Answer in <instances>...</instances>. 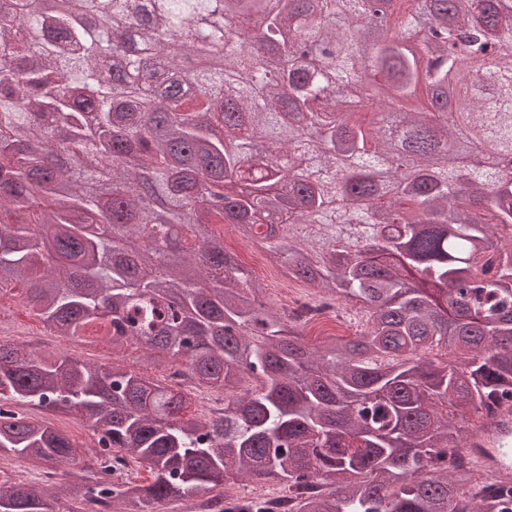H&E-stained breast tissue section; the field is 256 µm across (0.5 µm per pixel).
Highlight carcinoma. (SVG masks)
Wrapping results in <instances>:
<instances>
[{"label":"carcinoma","instance_id":"cac0c4a2","mask_svg":"<svg viewBox=\"0 0 512 512\" xmlns=\"http://www.w3.org/2000/svg\"><path fill=\"white\" fill-rule=\"evenodd\" d=\"M19 7L0 13V292L117 357L0 340V457L75 460L69 434L13 404L71 411L96 441L63 484L0 477V512H267L224 494L249 480L294 512H512V488L456 462L449 412L512 401V0ZM490 47L492 73L469 77ZM420 88L430 107L405 110ZM465 150L499 163L448 162ZM219 224L359 306L365 330L304 342ZM131 340L224 407L184 416L180 384L127 367ZM50 349L66 352L68 355L96 364L106 365L112 362V350L101 343L93 344L91 338L58 344Z\"/></svg>","mask_w":512,"mask_h":512}]
</instances>
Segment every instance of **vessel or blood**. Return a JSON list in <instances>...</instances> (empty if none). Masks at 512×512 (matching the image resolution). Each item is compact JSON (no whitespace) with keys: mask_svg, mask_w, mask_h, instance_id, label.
I'll return each mask as SVG.
<instances>
[{"mask_svg":"<svg viewBox=\"0 0 512 512\" xmlns=\"http://www.w3.org/2000/svg\"><path fill=\"white\" fill-rule=\"evenodd\" d=\"M466 446L492 475H511L512 404L503 403L487 424L469 435Z\"/></svg>","mask_w":512,"mask_h":512,"instance_id":"1","label":"vessel or blood"}]
</instances>
